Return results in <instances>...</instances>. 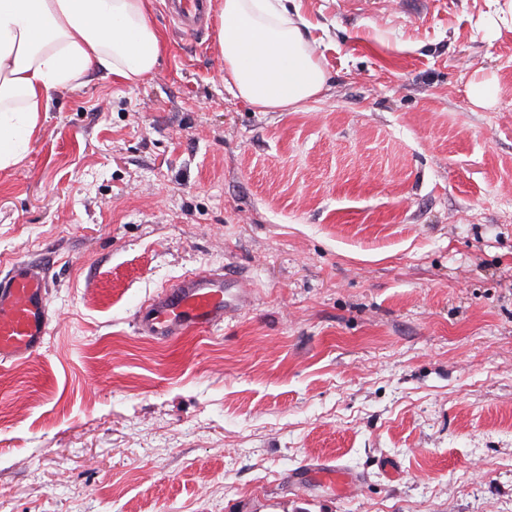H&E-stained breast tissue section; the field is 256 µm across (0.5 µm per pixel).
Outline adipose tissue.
<instances>
[{"mask_svg":"<svg viewBox=\"0 0 512 512\" xmlns=\"http://www.w3.org/2000/svg\"><path fill=\"white\" fill-rule=\"evenodd\" d=\"M152 0H0V169L17 164L49 111L51 92L93 67L136 84L151 75L161 37ZM224 86L262 111L317 100L326 73L288 0H218Z\"/></svg>","mask_w":512,"mask_h":512,"instance_id":"1","label":"adipose tissue"}]
</instances>
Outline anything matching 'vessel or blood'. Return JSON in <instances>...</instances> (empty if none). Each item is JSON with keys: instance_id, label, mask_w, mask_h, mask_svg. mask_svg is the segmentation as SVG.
Segmentation results:
<instances>
[{"instance_id": "b4317fda", "label": "vessel or blood", "mask_w": 512, "mask_h": 512, "mask_svg": "<svg viewBox=\"0 0 512 512\" xmlns=\"http://www.w3.org/2000/svg\"><path fill=\"white\" fill-rule=\"evenodd\" d=\"M186 30H202L214 10L212 0H174ZM246 284L230 273H197L165 289L138 314L142 333L172 341L223 322L244 305ZM49 285L44 269L29 261L13 263L0 276V362L37 354L49 333Z\"/></svg>"}]
</instances>
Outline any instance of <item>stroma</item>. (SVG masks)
Instances as JSON below:
<instances>
[{
	"instance_id": "1",
	"label": "stroma",
	"mask_w": 512,
	"mask_h": 512,
	"mask_svg": "<svg viewBox=\"0 0 512 512\" xmlns=\"http://www.w3.org/2000/svg\"><path fill=\"white\" fill-rule=\"evenodd\" d=\"M294 6L328 75L302 110L227 93L217 21L154 0V73L54 91L0 170V272L39 263L54 313L0 363V512H512V30L490 0ZM226 269L251 305L139 332ZM162 288L136 323L142 333L163 341L220 324L250 301H243L249 290L243 280L226 272L197 273Z\"/></svg>"
}]
</instances>
